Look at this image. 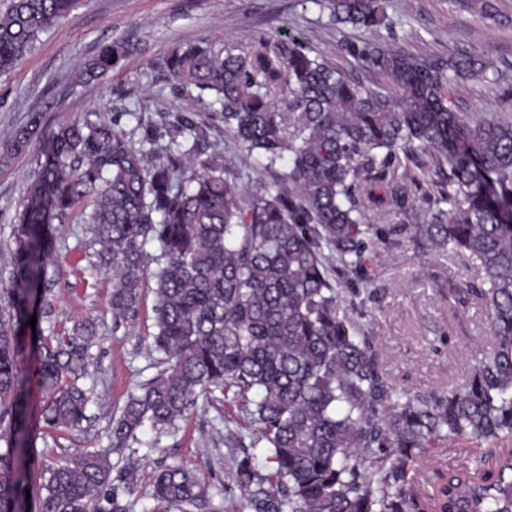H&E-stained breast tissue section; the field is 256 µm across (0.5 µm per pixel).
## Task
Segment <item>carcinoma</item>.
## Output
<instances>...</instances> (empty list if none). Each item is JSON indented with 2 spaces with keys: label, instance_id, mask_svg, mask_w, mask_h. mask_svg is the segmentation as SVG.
<instances>
[{
  "label": "carcinoma",
  "instance_id": "1",
  "mask_svg": "<svg viewBox=\"0 0 512 512\" xmlns=\"http://www.w3.org/2000/svg\"><path fill=\"white\" fill-rule=\"evenodd\" d=\"M315 2L338 26L383 22L381 0ZM76 5L0 0V74ZM341 50L365 80L276 36L237 53L187 44L163 61L184 96L216 108L253 168L275 174L250 192L193 112L162 116L166 135L138 141L115 120L52 132L18 211L13 277L0 287V512H129L140 481L139 465L123 456L129 441L168 432L217 392L244 407L256 441L267 444L264 455L235 461L246 512H463L472 491L483 512H512V448L480 476L434 470L427 491L414 461L437 437L485 443L486 455L512 440V119L448 105L454 82L485 76L480 54L443 60L364 39H346ZM128 52L122 40L101 47L76 79H100ZM40 126L32 114L0 144V162ZM82 203L98 264L112 270L113 321L135 317L154 283L160 370L112 413V447L45 466L34 487L33 423L79 430L91 402L82 380L95 322L37 337L44 397L36 414L18 364L19 336L45 305L38 285L54 250L52 224ZM405 239L473 266L466 287L434 281L449 316L477 304L488 311L489 346L443 393L395 383L375 338L344 309L368 257ZM149 243L158 245L153 258ZM150 496L181 512L209 508L206 487L184 465L156 469Z\"/></svg>",
  "mask_w": 512,
  "mask_h": 512
}]
</instances>
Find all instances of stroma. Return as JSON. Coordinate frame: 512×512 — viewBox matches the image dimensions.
<instances>
[{
    "label": "stroma",
    "mask_w": 512,
    "mask_h": 512,
    "mask_svg": "<svg viewBox=\"0 0 512 512\" xmlns=\"http://www.w3.org/2000/svg\"><path fill=\"white\" fill-rule=\"evenodd\" d=\"M500 15L483 17L471 0H385L391 28L369 31V39L416 55L478 52L504 71L512 82V0H493ZM264 33L293 37L339 66L345 38L355 29L333 24L314 0H79L70 17L42 33L35 49L16 68L0 75V141L41 113L44 129L66 121L117 118L119 129L157 127L164 112H195L211 123L219 151L242 175L241 183L264 181L225 134L211 110L181 95L161 69L174 48L201 40L219 48L237 49ZM115 40L130 51L120 66L91 83L75 79L77 64ZM453 105L476 116L512 117V104L500 102L497 85L482 79L461 80L449 91ZM44 138L0 164V284L12 276L14 224L20 204L36 180L43 161ZM94 248L81 211H74L56 233L55 251L46 267L44 291L48 305L39 315L44 335L69 329L92 317L98 336L89 350L91 366L85 380L92 388L90 420L82 430L60 433L38 427L31 453L32 479L46 464L87 448L111 443L109 420L128 394L156 372L157 353L149 346L154 333L155 297L145 290L133 321L117 325L108 311L112 281L93 269ZM369 278L358 283L354 298L361 321L374 336L387 372L399 385L420 393L444 390L460 381L488 332L485 307L464 313L467 335L456 334L432 286L433 277L468 281L472 273L447 255H418L412 242L368 262ZM238 434L241 444L224 442ZM257 428L247 422L236 403L199 401L175 429L161 436L145 433L130 443L126 457L140 465L141 481L132 512H177L151 498L154 471L183 463L198 470L210 486L209 512H241L239 491H225L234 461L252 447ZM479 448L465 439H441L419 449L417 465L451 471L472 464Z\"/></svg>",
    "instance_id": "obj_1"
}]
</instances>
